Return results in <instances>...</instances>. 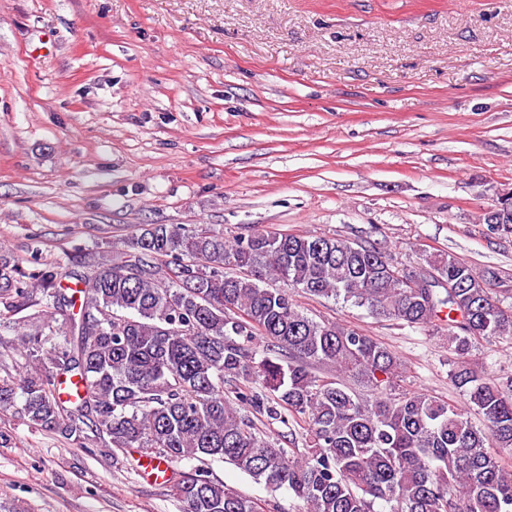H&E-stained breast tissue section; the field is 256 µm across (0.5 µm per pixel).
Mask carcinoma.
Returning a JSON list of instances; mask_svg holds the SVG:
<instances>
[{"label":"carcinoma","mask_w":512,"mask_h":512,"mask_svg":"<svg viewBox=\"0 0 512 512\" xmlns=\"http://www.w3.org/2000/svg\"><path fill=\"white\" fill-rule=\"evenodd\" d=\"M413 287L387 249L292 233L232 239L208 225L146 224L74 269H26L0 248V304L18 322L0 377V415L79 448L135 450L171 469L180 512H267L213 477L215 460L304 512H512V377L470 364L490 337L512 340V289L493 269L426 254ZM409 327H443L465 405L404 389L381 342L299 309L290 290ZM269 354L256 358L255 341ZM294 418L306 448L263 436L252 415ZM191 466L174 471L182 461Z\"/></svg>","instance_id":"1"}]
</instances>
